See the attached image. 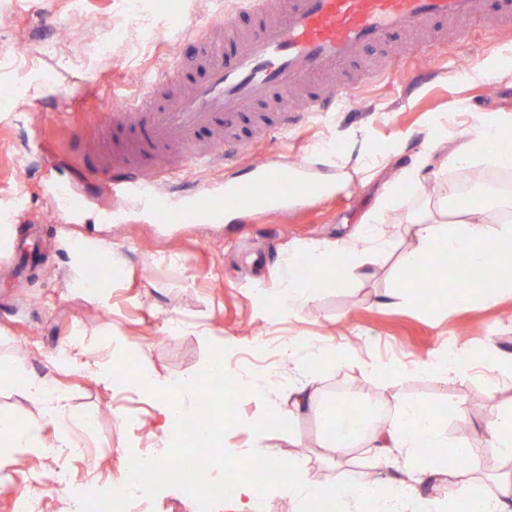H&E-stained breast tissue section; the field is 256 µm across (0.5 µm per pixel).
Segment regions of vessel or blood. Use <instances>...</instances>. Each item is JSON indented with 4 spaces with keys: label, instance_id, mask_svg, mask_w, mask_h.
I'll return each instance as SVG.
<instances>
[{
    "label": "vessel or blood",
    "instance_id": "b4317fda",
    "mask_svg": "<svg viewBox=\"0 0 512 512\" xmlns=\"http://www.w3.org/2000/svg\"><path fill=\"white\" fill-rule=\"evenodd\" d=\"M238 12L243 22H227L221 31L208 27L200 52L177 57L146 97H118L89 116L78 147L105 207L131 201L163 223L195 224L219 222L247 201L286 202L300 165L255 166L246 179L188 192L172 182L168 154L179 149L185 169L236 165L249 147L234 132L241 117L306 89L300 109L255 124L267 139L351 99L352 88L325 85V78L392 32L473 17L512 27V0H240Z\"/></svg>",
    "mask_w": 512,
    "mask_h": 512
}]
</instances>
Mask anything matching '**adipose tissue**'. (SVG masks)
I'll return each mask as SVG.
<instances>
[{"instance_id":"ef3b65f1","label":"adipose tissue","mask_w":512,"mask_h":512,"mask_svg":"<svg viewBox=\"0 0 512 512\" xmlns=\"http://www.w3.org/2000/svg\"><path fill=\"white\" fill-rule=\"evenodd\" d=\"M512 127V114L502 112L479 122L465 132L458 146L449 152L444 165L448 168H473L482 164L501 171L512 170V137L505 128ZM459 186L445 181L440 187L437 208L414 203L405 214L406 232L411 248L402 254L396 272L398 287L406 298H413L410 273L418 266L433 262L438 256L451 261L448 275L456 281V289L447 291V301L468 304L478 298H489L501 291L512 292V251L505 243L512 242V197L485 192L479 203L459 205ZM381 212L368 215L359 232L349 240L322 246L311 245L305 253L313 274L309 277L288 276L276 287L266 290L265 302L283 313H293L308 306L322 288L347 287L353 271L352 258L386 246L390 239L381 228ZM482 272L480 282L470 290L459 289V282L469 280L474 272ZM352 353L341 347L334 352H320L306 361H299L295 346H287L282 357L288 363L300 364L305 374L301 384H289L287 403L267 401L263 418L257 428L275 427L292 419L303 405L315 408L322 428V445L336 451L349 445L371 441L378 465L401 462L407 478L399 483L374 481L364 483L350 477L326 484L310 479L305 458L274 456L261 444L248 448H227L222 454L205 458L210 467L236 487L238 512H264L266 500L273 493H287L293 512H319L329 506L331 512H512V471L495 479L493 492L482 488V465L475 449L466 440L448 443L447 423L443 416L419 400L399 403L395 418L382 429H368L376 408L374 400L355 395L359 417L352 422L340 415L341 402L327 398L319 391L320 371L325 364L345 366ZM72 367L87 372L98 381L111 385L121 383L140 389L156 402V427L165 448L176 445L182 425L190 415L184 402L197 386L196 381L178 383L161 381L153 375L133 369L118 374L111 356L89 359L85 353L70 355ZM21 388L39 405L40 413L27 422L0 416V446L4 448H39L40 432L45 424H63L65 397L41 377L19 379L10 369L0 367V388ZM454 445L469 465L463 473L450 472L446 463L432 456L435 448ZM262 459L278 468L288 469L285 482L257 483L235 475L239 458Z\"/></svg>"}]
</instances>
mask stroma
Here are the masks:
<instances>
[{
	"instance_id": "stroma-1",
	"label": "stroma",
	"mask_w": 512,
	"mask_h": 512,
	"mask_svg": "<svg viewBox=\"0 0 512 512\" xmlns=\"http://www.w3.org/2000/svg\"><path fill=\"white\" fill-rule=\"evenodd\" d=\"M233 9L234 0H139L135 19L122 0H0V217L11 226L0 237V364L25 378H47L66 393L68 434L80 449L76 455L55 454L50 444L58 432L49 424L42 430L45 449L0 454V475L9 478L0 486V512H11L13 487L31 475L49 478L68 471L109 496L126 453L162 446L149 398L104 387L59 362L61 352L77 346L91 353L104 345L119 353L133 346L139 364L157 377L200 379L214 351L231 340L224 361L237 364L238 374L250 378L255 390L235 400L236 426L224 429L223 447L247 448L259 440L284 458L304 448L310 474L319 481L371 471L395 482L401 472L378 467L365 448L346 449L340 467L329 468L319 422L309 411L261 436L252 428L265 400L282 396L280 387L268 383L284 369L281 347L296 343L307 358L356 337L360 345L348 364L322 372L323 389L370 395L389 416L399 399L460 405L467 420L449 419V436L465 432L480 456H493L485 479L507 465L493 455L482 424L493 411L512 406V385L480 371L442 382L419 365L443 353L451 341L468 344L484 362L512 356V297L429 312L415 308L393 277L399 256L411 246L402 209L386 217L394 228L389 251L366 257L362 274L354 275L348 288L322 289L294 314L273 311L254 288L275 287L289 260L306 246L351 238L402 171L424 161L438 168L462 131L494 113H512V79L490 74L512 53V29L493 33L476 22L464 48H457L451 35L429 56L406 52L400 59L403 75L362 85L351 103L326 120L254 144L238 159L242 168L261 161H302L309 179L330 185L325 197L279 211L241 210L220 224H159L134 207L104 221L106 208L69 150L83 114L102 108L117 91L147 93L149 81L175 55L196 52L189 33L225 21ZM106 36L112 52L103 56L96 44ZM462 60L468 63L464 78L458 74ZM444 114L448 143L425 154L426 132ZM369 144L396 146L392 165L341 177L332 151L354 157ZM62 184L78 185L80 191L81 207L68 220L56 204ZM70 237L89 246L103 242L111 252L116 274L99 278L98 292L77 288L88 268L66 247ZM172 320L182 324L179 335L163 332ZM257 326L271 346L262 361L250 363L245 356ZM374 361L397 362L406 373L395 380L375 378L367 370ZM118 411L123 421L115 420ZM86 417L93 419V428L81 426ZM132 512H236V503L227 496L203 507L175 488L160 498H135Z\"/></svg>"
}]
</instances>
